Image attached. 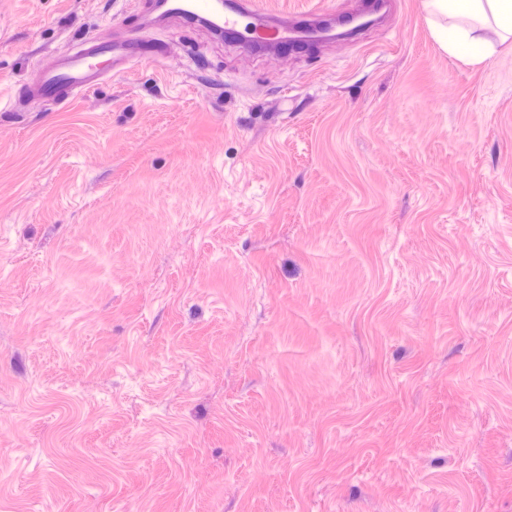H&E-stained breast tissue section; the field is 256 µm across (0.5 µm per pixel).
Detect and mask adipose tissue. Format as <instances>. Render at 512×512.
Masks as SVG:
<instances>
[{
    "label": "adipose tissue",
    "mask_w": 512,
    "mask_h": 512,
    "mask_svg": "<svg viewBox=\"0 0 512 512\" xmlns=\"http://www.w3.org/2000/svg\"><path fill=\"white\" fill-rule=\"evenodd\" d=\"M446 14L449 24L443 47L464 54L467 63L479 64L492 55L484 30H493L499 42L512 41V16L504 17L502 0H447Z\"/></svg>",
    "instance_id": "obj_1"
}]
</instances>
